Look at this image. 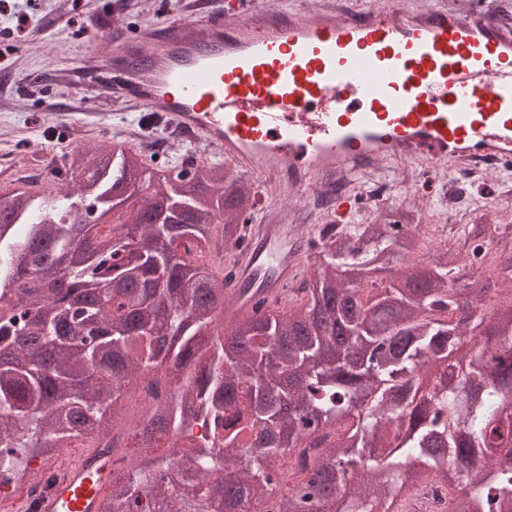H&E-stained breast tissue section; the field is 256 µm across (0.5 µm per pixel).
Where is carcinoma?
Wrapping results in <instances>:
<instances>
[{
	"label": "carcinoma",
	"mask_w": 512,
	"mask_h": 512,
	"mask_svg": "<svg viewBox=\"0 0 512 512\" xmlns=\"http://www.w3.org/2000/svg\"><path fill=\"white\" fill-rule=\"evenodd\" d=\"M51 181L0 207V476L80 441L114 456L99 512H252L298 448L280 512H403L431 482L512 512V209L430 246L414 197L327 221L300 287L226 323L252 182L118 137ZM152 372L167 394L124 416Z\"/></svg>",
	"instance_id": "carcinoma-1"
}]
</instances>
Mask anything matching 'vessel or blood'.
I'll list each match as a JSON object with an SVG mask.
<instances>
[{
	"mask_svg": "<svg viewBox=\"0 0 512 512\" xmlns=\"http://www.w3.org/2000/svg\"><path fill=\"white\" fill-rule=\"evenodd\" d=\"M147 51L112 61L111 100L132 101L239 173L293 195L335 193L382 160L512 159V25L451 0L415 12L270 11L198 0ZM311 251L297 227L258 225L234 269L237 305L282 293ZM274 269L271 283L261 273ZM98 449L63 452L39 512H98L112 480Z\"/></svg>",
	"mask_w": 512,
	"mask_h": 512,
	"instance_id": "1",
	"label": "vessel or blood"
}]
</instances>
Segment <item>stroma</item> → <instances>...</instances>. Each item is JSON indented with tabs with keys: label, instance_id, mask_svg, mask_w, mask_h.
Wrapping results in <instances>:
<instances>
[{
	"label": "stroma",
	"instance_id": "stroma-1",
	"mask_svg": "<svg viewBox=\"0 0 512 512\" xmlns=\"http://www.w3.org/2000/svg\"><path fill=\"white\" fill-rule=\"evenodd\" d=\"M190 2L0 0V196L16 191L23 175L43 187L51 148L62 142L103 147L120 132L172 161L189 152L201 154V147L177 134L147 133L134 106L104 104L93 114L83 106L86 89L99 78L84 63L88 52L105 42H128L134 31L156 29L164 20L186 15ZM21 15L28 18L23 32L17 27ZM425 176L436 181L437 189L423 197L424 207L448 212L453 224L469 223V212L478 205L512 202V161L471 170L455 161H386L341 185L347 209L311 197L305 210L286 205L276 216L288 224L313 225L326 216L346 224L370 198L391 190L403 193Z\"/></svg>",
	"mask_w": 512,
	"mask_h": 512
}]
</instances>
